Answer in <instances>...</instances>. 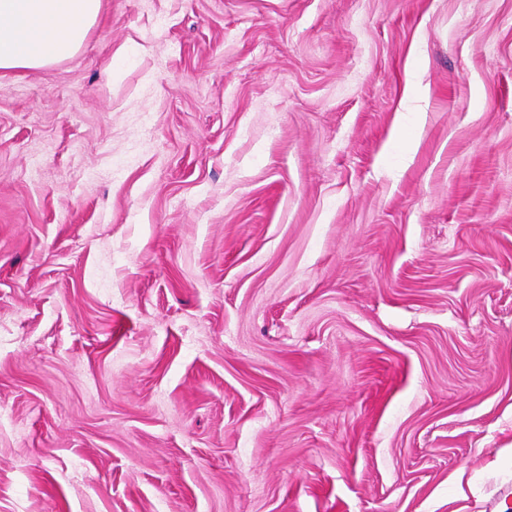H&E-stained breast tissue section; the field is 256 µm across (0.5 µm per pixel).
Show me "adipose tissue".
<instances>
[{"mask_svg":"<svg viewBox=\"0 0 512 512\" xmlns=\"http://www.w3.org/2000/svg\"><path fill=\"white\" fill-rule=\"evenodd\" d=\"M103 0H0V71L41 69L77 53Z\"/></svg>","mask_w":512,"mask_h":512,"instance_id":"ef3b65f1","label":"adipose tissue"}]
</instances>
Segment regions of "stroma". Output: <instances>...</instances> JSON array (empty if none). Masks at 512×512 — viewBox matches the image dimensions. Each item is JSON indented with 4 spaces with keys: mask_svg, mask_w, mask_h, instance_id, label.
Wrapping results in <instances>:
<instances>
[{
    "mask_svg": "<svg viewBox=\"0 0 512 512\" xmlns=\"http://www.w3.org/2000/svg\"><path fill=\"white\" fill-rule=\"evenodd\" d=\"M0 512H512V0L0 72Z\"/></svg>",
    "mask_w": 512,
    "mask_h": 512,
    "instance_id": "35a3bbf8",
    "label": "stroma"
}]
</instances>
